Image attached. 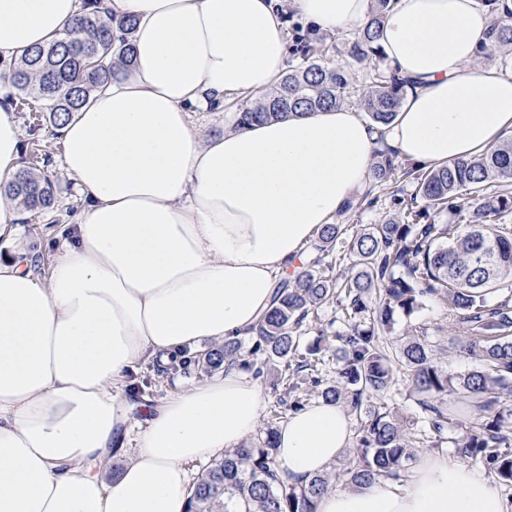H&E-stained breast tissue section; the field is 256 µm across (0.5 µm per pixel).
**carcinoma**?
<instances>
[{
    "mask_svg": "<svg viewBox=\"0 0 512 512\" xmlns=\"http://www.w3.org/2000/svg\"><path fill=\"white\" fill-rule=\"evenodd\" d=\"M376 5L365 26L342 46L324 39L297 38L295 64L281 85L253 107L238 113L236 126L274 120L293 113L356 103L376 124H390L410 81L378 64L361 86L346 71L326 62L331 50L362 63L381 57L379 43L390 0ZM492 16L488 38L492 49L480 48L477 62L494 64L497 54L512 52V0H479ZM100 0H83V13L47 43L24 51L3 78L14 89L9 106L19 112H46L57 128L84 106L101 84L119 77L132 57L134 21L112 20L99 10ZM411 181L409 198L392 193L397 216L385 224H327L298 274L283 281L273 303L248 340L226 338L200 354L197 365L212 371L239 365L255 375L275 362L284 366L273 387L297 389L303 371L315 373L312 385L326 402L339 403L358 422L357 444L347 449L343 467L290 484L278 475L276 427L262 431L261 441L245 442L224 453L201 474L188 512H316L319 497L342 480L353 488L379 477L399 478L417 449H437L452 423L445 397L461 392L478 413L464 425L455 442L462 459L482 462L497 478L512 485V427L504 426L501 405L512 404V227L496 224L512 212V141L467 160H450L429 170H414L396 156L377 153L370 187L352 208L359 209L373 192ZM7 197L23 211L51 213L57 207L53 184L37 165L18 170L4 186ZM447 211L466 227L456 232L436 223ZM343 254L330 262L337 244ZM347 260L350 266L341 267ZM498 296L491 304L489 295ZM438 297L465 325L456 338L457 351L480 359L482 367L453 375L438 361L429 328L410 330L406 340L388 334L396 318H411L423 301ZM337 304L345 330L336 344L321 334L317 344L294 362L302 328L326 305ZM334 350V379L316 375L324 353ZM404 389L422 414V425L405 424L388 407L372 404L393 390Z\"/></svg>",
    "mask_w": 512,
    "mask_h": 512,
    "instance_id": "obj_1",
    "label": "carcinoma"
}]
</instances>
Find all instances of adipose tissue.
I'll use <instances>...</instances> for the list:
<instances>
[{
    "label": "adipose tissue",
    "mask_w": 512,
    "mask_h": 512,
    "mask_svg": "<svg viewBox=\"0 0 512 512\" xmlns=\"http://www.w3.org/2000/svg\"><path fill=\"white\" fill-rule=\"evenodd\" d=\"M82 0H0V63L48 42ZM321 31L357 30L370 0H292ZM135 18L127 71L62 125L63 166L83 195L49 273L21 248L0 259V512H187L190 463L256 431L264 392L237 366L157 405L126 410L141 364L250 335L318 230L369 182L381 147L428 169L512 136V76L475 61L490 28L478 0H396L380 44L413 80L395 119L343 106L220 135L191 115L255 100L287 72L280 0H102ZM23 133L0 108V183ZM352 422L316 400L277 430L289 483L327 472ZM134 444L118 477L112 454ZM316 512H512L498 484L445 454L405 478L331 488Z\"/></svg>",
    "instance_id": "adipose-tissue-1"
}]
</instances>
